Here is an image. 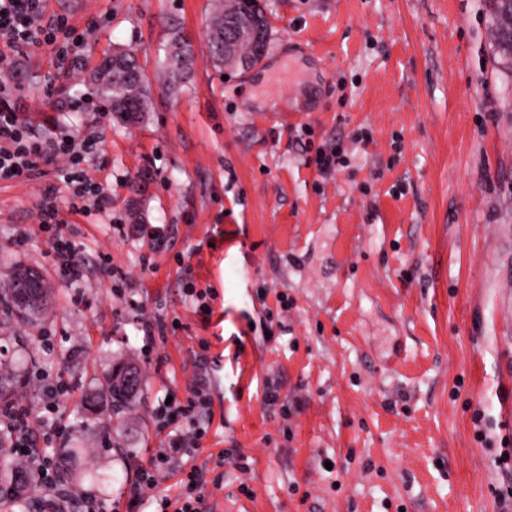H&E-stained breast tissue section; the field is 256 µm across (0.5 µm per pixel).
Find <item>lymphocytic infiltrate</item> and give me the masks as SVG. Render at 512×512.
<instances>
[{"label":"lymphocytic infiltrate","instance_id":"obj_1","mask_svg":"<svg viewBox=\"0 0 512 512\" xmlns=\"http://www.w3.org/2000/svg\"><path fill=\"white\" fill-rule=\"evenodd\" d=\"M60 39L66 40L72 48L82 42L83 36L67 17L48 14L47 0H0V43L10 50L9 55L0 54V63L10 56L25 57L32 47L50 46ZM93 147V141L77 139L66 131L50 139L33 138L19 115L10 88L6 83H0V177L18 181L29 179L34 176L39 162L61 159L67 165L65 178L72 187V198L102 208L109 204L110 198L98 183L88 178L83 168ZM57 216L58 209L54 204L44 206L40 214L42 227L54 230ZM51 250L57 268L70 281L76 283L83 279L84 270L70 239L54 230ZM194 393L193 405L180 410L189 420V429L174 434L157 456L159 464L176 466L181 489L178 498L153 497L156 480L150 475L134 488V502L155 501L158 512H202L207 496L206 472L195 465H184L182 458L191 449L199 447L205 436L201 421L209 415L210 399L204 375H197ZM3 428L12 433L11 446L16 450L18 461L27 462L34 441L29 411L13 404L5 409L0 407V429Z\"/></svg>","mask_w":512,"mask_h":512}]
</instances>
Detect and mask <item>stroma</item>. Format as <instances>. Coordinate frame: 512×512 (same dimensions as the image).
Instances as JSON below:
<instances>
[{
    "instance_id": "35a3bbf8",
    "label": "stroma",
    "mask_w": 512,
    "mask_h": 512,
    "mask_svg": "<svg viewBox=\"0 0 512 512\" xmlns=\"http://www.w3.org/2000/svg\"><path fill=\"white\" fill-rule=\"evenodd\" d=\"M211 2L48 0L83 31L82 68L44 45L0 70L37 138L97 141L85 168L112 197L72 212L57 162L0 179V290L28 265L52 291L44 316L0 313L14 395L53 426L38 448L79 449L77 491L129 512L169 433L159 412L192 399L203 353L211 418L186 458L208 471L203 512H499L496 490L512 488L494 449L512 448V61L495 52L488 0H262L270 35L248 72L211 63ZM177 34L195 60L174 94L162 61ZM123 48L151 99L129 123L91 78ZM305 126L341 149L333 178L306 166ZM48 199L81 282L54 263ZM117 224L167 225L166 250ZM142 312L178 326L146 340ZM121 362L141 371V396L93 417L85 399L107 408ZM40 376L63 390L48 416Z\"/></svg>"
}]
</instances>
